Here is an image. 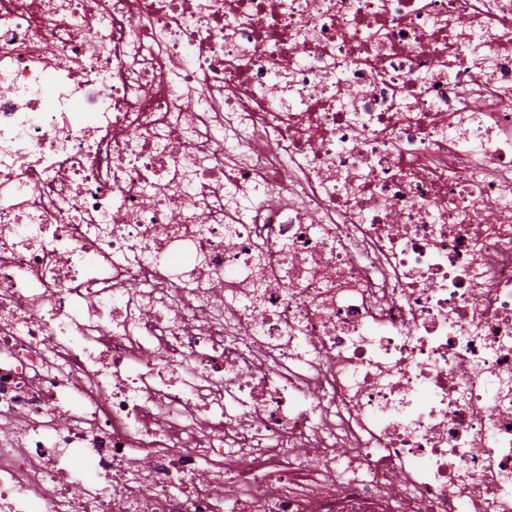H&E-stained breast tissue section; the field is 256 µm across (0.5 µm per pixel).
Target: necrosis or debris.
I'll use <instances>...</instances> for the list:
<instances>
[{
  "label": "necrosis or debris",
  "instance_id": "obj_1",
  "mask_svg": "<svg viewBox=\"0 0 512 512\" xmlns=\"http://www.w3.org/2000/svg\"><path fill=\"white\" fill-rule=\"evenodd\" d=\"M0 512H512V0H0Z\"/></svg>",
  "mask_w": 512,
  "mask_h": 512
}]
</instances>
